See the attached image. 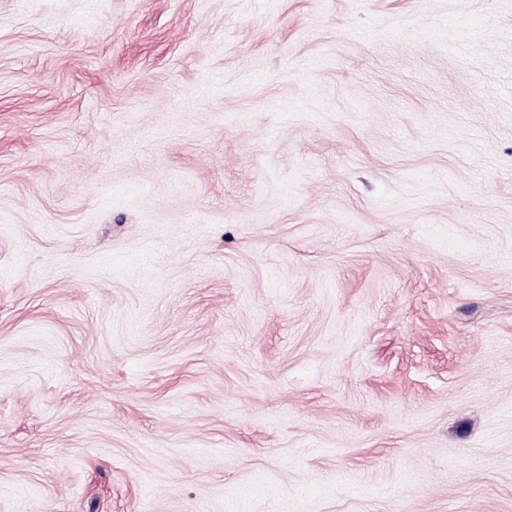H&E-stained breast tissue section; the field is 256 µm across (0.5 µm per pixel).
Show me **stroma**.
I'll list each match as a JSON object with an SVG mask.
<instances>
[{
    "label": "stroma",
    "instance_id": "1",
    "mask_svg": "<svg viewBox=\"0 0 512 512\" xmlns=\"http://www.w3.org/2000/svg\"><path fill=\"white\" fill-rule=\"evenodd\" d=\"M0 512H512V0H0Z\"/></svg>",
    "mask_w": 512,
    "mask_h": 512
}]
</instances>
